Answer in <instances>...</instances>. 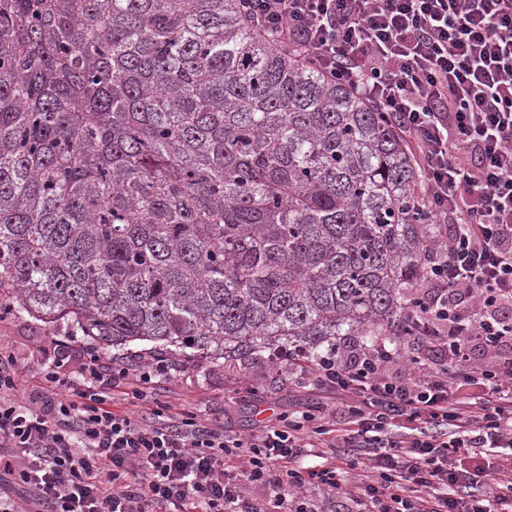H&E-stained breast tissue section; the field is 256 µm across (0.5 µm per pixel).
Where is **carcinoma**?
Instances as JSON below:
<instances>
[{
	"mask_svg": "<svg viewBox=\"0 0 512 512\" xmlns=\"http://www.w3.org/2000/svg\"><path fill=\"white\" fill-rule=\"evenodd\" d=\"M383 113L240 0H0V300L247 360L407 335L434 241Z\"/></svg>",
	"mask_w": 512,
	"mask_h": 512,
	"instance_id": "obj_1",
	"label": "carcinoma"
}]
</instances>
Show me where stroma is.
Wrapping results in <instances>:
<instances>
[{
  "mask_svg": "<svg viewBox=\"0 0 512 512\" xmlns=\"http://www.w3.org/2000/svg\"><path fill=\"white\" fill-rule=\"evenodd\" d=\"M73 346L86 344L73 323L47 325L29 316L10 315L0 322V354L11 356L19 367V385H42L43 370L56 341ZM144 409L163 404L186 409L244 438L281 412H302L319 404H333L330 394L304 386L288 369L287 359L261 354L226 367L224 360L199 357L177 361L169 378L146 386Z\"/></svg>",
  "mask_w": 512,
  "mask_h": 512,
  "instance_id": "1",
  "label": "stroma"
}]
</instances>
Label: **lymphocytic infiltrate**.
<instances>
[{
	"label": "lymphocytic infiltrate",
	"instance_id": "obj_1",
	"mask_svg": "<svg viewBox=\"0 0 512 512\" xmlns=\"http://www.w3.org/2000/svg\"><path fill=\"white\" fill-rule=\"evenodd\" d=\"M245 21L384 112L440 227L406 343L294 357L344 421L281 413L239 439L197 415L136 417L112 393L167 378L92 346H54L49 388L0 355V512H316L360 469L349 512H512V482L477 494L487 448L512 447V0H241ZM494 357L474 362V351ZM76 361L74 376L59 373ZM404 362L400 378L389 365ZM323 462L300 470L304 449ZM258 487L263 500L249 497Z\"/></svg>",
	"mask_w": 512,
	"mask_h": 512
}]
</instances>
